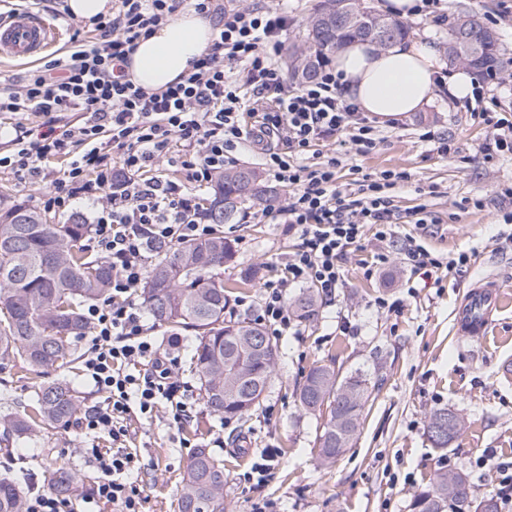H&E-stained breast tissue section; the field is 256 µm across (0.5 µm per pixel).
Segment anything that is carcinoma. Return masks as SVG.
Wrapping results in <instances>:
<instances>
[{
  "mask_svg": "<svg viewBox=\"0 0 512 512\" xmlns=\"http://www.w3.org/2000/svg\"><path fill=\"white\" fill-rule=\"evenodd\" d=\"M408 34L403 21L363 5L362 0H320L304 43L288 51V67L293 76L309 80L348 41L361 39L385 48ZM448 43L460 46L458 66L487 76L504 67L495 33L476 13L448 22ZM213 190L208 216L214 234L174 248H158L163 258L148 273L142 297L153 320L172 334L187 328L196 332L193 359L205 405L226 422H241L270 388L276 364L248 349L250 334L265 335L257 323L224 319L228 290L214 270L235 255L234 244L224 239V225L234 223L246 203L263 199L267 187L255 170L239 167L224 171ZM90 233L91 225L79 213L65 224H49L40 213L0 194L1 361L19 362L41 377L76 361L72 340L88 331L83 305L105 297L112 285V264L85 255L84 241ZM294 310L304 321L313 318L314 293H302ZM369 397V380L360 373L341 378L326 365L309 372L298 398L307 412L328 408L317 437L322 462H334L351 446ZM82 404L71 381L44 382L23 409L0 410V439L14 441L37 429L67 426ZM48 485L71 496L83 486V477L62 465L51 470ZM26 499L19 482L0 478V512H25ZM177 508L178 512H225L224 463L209 449L195 448L178 490ZM411 512L500 510L492 496L474 502L465 472L443 471L414 496Z\"/></svg>",
  "mask_w": 512,
  "mask_h": 512,
  "instance_id": "carcinoma-1",
  "label": "carcinoma"
}]
</instances>
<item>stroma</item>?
<instances>
[{
    "label": "stroma",
    "mask_w": 512,
    "mask_h": 512,
    "mask_svg": "<svg viewBox=\"0 0 512 512\" xmlns=\"http://www.w3.org/2000/svg\"><path fill=\"white\" fill-rule=\"evenodd\" d=\"M441 10L448 17L481 14L498 37L505 72L512 74V20L503 17L502 0H442ZM488 132L438 87L422 111L378 123L371 153L345 155L341 181H350L355 168L372 175L406 172V180L388 191L394 211L403 215L423 204L435 222L399 223L395 237L385 241L365 233L342 262L343 285L335 298L318 297L313 319L277 337L274 383L246 423L224 422L202 405L192 364L194 331L174 340L167 328L156 327L161 348L178 355V377L189 384L187 397L197 408L177 428L163 409L149 419H132L141 458L130 479L145 490V512H177L181 475L198 445L224 462L226 512H259L265 502L276 503L280 512H410L414 495L441 468L468 473L476 497L501 495V474L479 458L490 448L501 461H512V302L494 312L486 336L456 333V312L471 286L493 277L512 295V223L503 221L512 213V197L502 193L512 186V158L482 152ZM442 140L451 147L445 156L436 151ZM68 162L62 154L49 157L52 176L37 184L0 172V191L42 212L48 222L64 223L69 213L46 210L44 202ZM475 199L483 200L482 209L472 207ZM224 236L236 246L233 261L218 271L236 289L224 317L250 319L263 285L279 278L297 238L283 225L241 218L225 225ZM412 241L434 254L467 253L470 261L439 280L423 278L404 259ZM378 252L389 257L380 269L370 265ZM248 268L257 271L254 284L239 286ZM318 363L342 377L363 371L373 385L358 437L327 466L315 448L326 417L303 411L295 394ZM441 407L462 415L466 425L438 451L426 440L425 424ZM111 445L108 436L74 423L41 431L0 444V476L21 475L29 488L42 489L57 463L76 468L91 487L100 472L90 451ZM269 449L277 452L274 467L262 486H254L252 467Z\"/></svg>",
    "instance_id": "35a3bbf8"
}]
</instances>
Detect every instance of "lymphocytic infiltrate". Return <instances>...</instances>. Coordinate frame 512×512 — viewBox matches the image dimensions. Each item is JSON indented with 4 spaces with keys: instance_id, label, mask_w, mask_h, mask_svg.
Segmentation results:
<instances>
[{
    "instance_id": "lymphocytic-infiltrate-1",
    "label": "lymphocytic infiltrate",
    "mask_w": 512,
    "mask_h": 512,
    "mask_svg": "<svg viewBox=\"0 0 512 512\" xmlns=\"http://www.w3.org/2000/svg\"><path fill=\"white\" fill-rule=\"evenodd\" d=\"M195 12L216 20L211 47L181 82L158 92L135 86L124 66L139 41L176 11L181 0H115L111 15L99 17L95 37L73 36L67 54L44 61L23 85L0 96V112L54 116L80 112L82 126L37 133L14 127L13 148L0 154V171L24 182L46 177L47 157L70 162L62 185L45 206L67 211L76 198L102 197L95 239L112 263V298L89 306L85 319L84 374L101 397L79 418L81 429L108 435L112 447L94 449L101 478L86 503L106 502L115 512H143L142 490L129 475L139 461L128 421L152 417L167 405L174 424L192 418L193 403L175 380L177 358L156 344L135 294L148 273L154 246L208 238L213 224L196 191L234 163V151L257 150L268 177L289 189L285 204L254 212L259 221L288 225L297 235L285 260L284 278L264 284L258 321L288 330L295 319L290 288L312 284L325 296L342 282V260L374 228L377 239L395 234L397 216L386 195L405 172L342 183L336 152H318L348 133L356 154L377 145L375 127L343 96L344 84L329 65L298 85L289 84L278 65L291 21L276 4L224 9L214 0H190ZM474 117L492 127L486 152L512 153V120L493 119L485 89L475 86ZM179 147L178 162L191 191L141 174ZM128 174L114 181V164ZM185 182V183H186Z\"/></svg>"
}]
</instances>
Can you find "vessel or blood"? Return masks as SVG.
<instances>
[{"instance_id":"b4317fda","label":"vessel or blood","mask_w":512,"mask_h":512,"mask_svg":"<svg viewBox=\"0 0 512 512\" xmlns=\"http://www.w3.org/2000/svg\"><path fill=\"white\" fill-rule=\"evenodd\" d=\"M59 34L35 9L0 19V58L22 62L55 48ZM503 296L495 280H483L470 290L458 313L457 333L461 336L486 335L491 317L500 308Z\"/></svg>"}]
</instances>
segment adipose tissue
<instances>
[{
    "mask_svg": "<svg viewBox=\"0 0 512 512\" xmlns=\"http://www.w3.org/2000/svg\"><path fill=\"white\" fill-rule=\"evenodd\" d=\"M215 35L212 18L179 10L140 41L126 72L147 91H161L194 70ZM444 62L430 41L418 38L381 49L368 42L349 44L333 68L346 80L347 96L359 111L382 121L397 120L428 104L433 76Z\"/></svg>",
    "mask_w": 512,
    "mask_h": 512,
    "instance_id": "1",
    "label": "adipose tissue"
}]
</instances>
